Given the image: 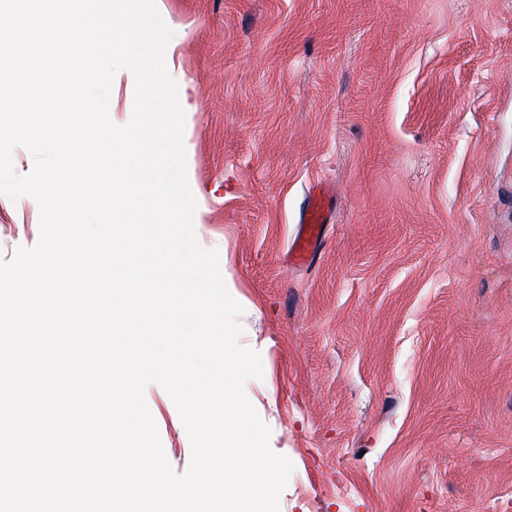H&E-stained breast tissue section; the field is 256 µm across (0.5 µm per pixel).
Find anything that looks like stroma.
<instances>
[{
    "label": "stroma",
    "instance_id": "stroma-1",
    "mask_svg": "<svg viewBox=\"0 0 512 512\" xmlns=\"http://www.w3.org/2000/svg\"><path fill=\"white\" fill-rule=\"evenodd\" d=\"M279 512H512V0H154ZM332 220L284 266L309 187ZM40 212L0 196V260ZM168 462L192 447L145 391Z\"/></svg>",
    "mask_w": 512,
    "mask_h": 512
}]
</instances>
